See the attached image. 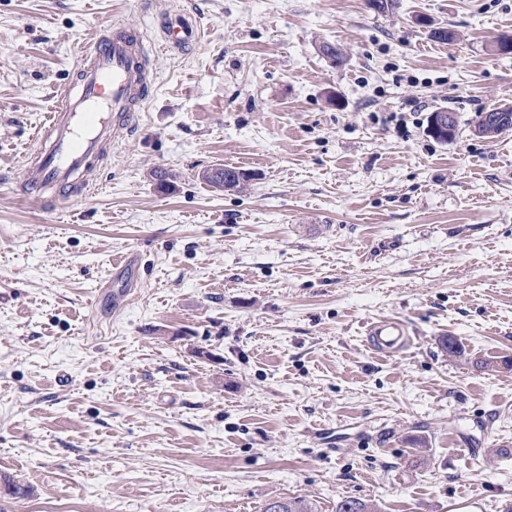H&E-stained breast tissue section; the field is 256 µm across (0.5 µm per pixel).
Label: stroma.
<instances>
[{"label":"stroma","instance_id":"35a3bbf8","mask_svg":"<svg viewBox=\"0 0 512 512\" xmlns=\"http://www.w3.org/2000/svg\"><path fill=\"white\" fill-rule=\"evenodd\" d=\"M177 12L201 39L152 57L96 192L25 202L89 44L117 20L159 44ZM506 34L512 0H0V512L511 507L512 134L472 133L512 104ZM380 316L413 347L371 351ZM454 121L455 116L449 109L432 112L428 131L435 137L441 135L447 140H452L455 135ZM263 512H317L314 502L303 496H295L273 500Z\"/></svg>","mask_w":512,"mask_h":512}]
</instances>
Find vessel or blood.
Wrapping results in <instances>:
<instances>
[{
    "label": "vessel or blood",
    "instance_id": "1",
    "mask_svg": "<svg viewBox=\"0 0 512 512\" xmlns=\"http://www.w3.org/2000/svg\"><path fill=\"white\" fill-rule=\"evenodd\" d=\"M200 38L195 17L178 13L164 22L165 48L180 51ZM147 60L144 35L129 24L113 27L90 46L37 134L21 187L29 204L63 203L87 195L97 164L113 141L129 133L134 113L146 101L152 87ZM411 343L404 320L385 317L367 326L366 344L378 354L398 356Z\"/></svg>",
    "mask_w": 512,
    "mask_h": 512
}]
</instances>
